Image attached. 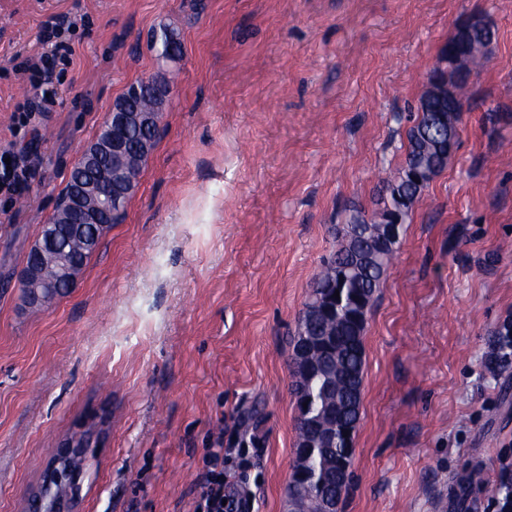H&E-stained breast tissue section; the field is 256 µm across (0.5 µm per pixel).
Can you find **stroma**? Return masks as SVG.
I'll return each instance as SVG.
<instances>
[{
  "label": "stroma",
  "instance_id": "stroma-1",
  "mask_svg": "<svg viewBox=\"0 0 512 512\" xmlns=\"http://www.w3.org/2000/svg\"><path fill=\"white\" fill-rule=\"evenodd\" d=\"M81 15L57 111L29 115L9 60ZM496 36L464 92L456 151L406 219L367 313L352 480L340 512H502L512 481V0H0V148L30 145L0 195V512L96 425L80 512H194L206 449L251 512H288L292 348L352 210L379 209L458 24ZM179 34L170 61L152 47ZM171 96L124 216L48 308L19 288L83 147L132 83ZM41 137L32 140V129ZM11 158V164L5 163ZM10 166V169H7ZM37 163L24 151H15L12 145L0 151V192L9 197L19 193L34 178Z\"/></svg>",
  "mask_w": 512,
  "mask_h": 512
}]
</instances>
